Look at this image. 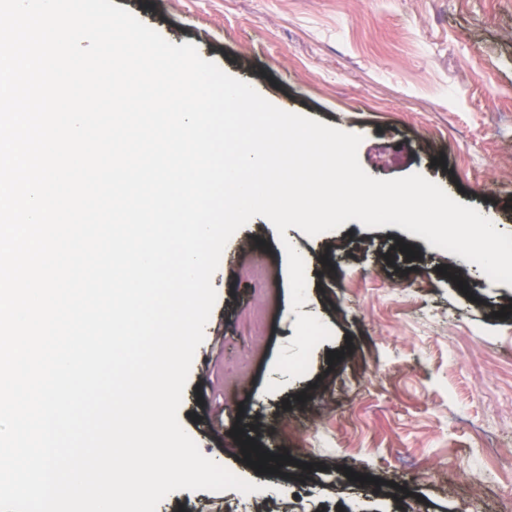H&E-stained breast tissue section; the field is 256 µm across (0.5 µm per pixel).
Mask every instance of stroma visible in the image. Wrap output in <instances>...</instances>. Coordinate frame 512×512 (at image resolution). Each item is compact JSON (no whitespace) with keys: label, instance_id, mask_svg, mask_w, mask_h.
I'll list each match as a JSON object with an SVG mask.
<instances>
[{"label":"stroma","instance_id":"35a3bbf8","mask_svg":"<svg viewBox=\"0 0 512 512\" xmlns=\"http://www.w3.org/2000/svg\"><path fill=\"white\" fill-rule=\"evenodd\" d=\"M113 3L284 109L361 134L371 176L422 174L512 233V0ZM286 236L306 260L304 304L291 308L274 227L253 218L213 276L179 409L206 457L262 490H181L156 512H500L512 498V287L396 225ZM257 259L276 285L260 341L245 322ZM301 313L332 338L292 380L274 364ZM234 428L290 463L251 469Z\"/></svg>","mask_w":512,"mask_h":512}]
</instances>
